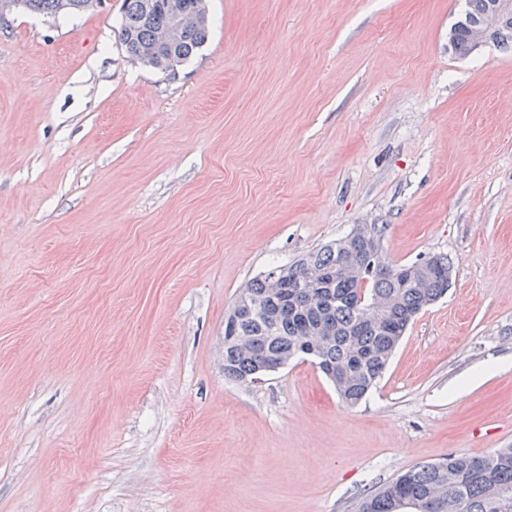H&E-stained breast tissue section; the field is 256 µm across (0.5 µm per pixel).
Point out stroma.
<instances>
[{
    "mask_svg": "<svg viewBox=\"0 0 512 512\" xmlns=\"http://www.w3.org/2000/svg\"><path fill=\"white\" fill-rule=\"evenodd\" d=\"M168 75L121 0L0 26V512H356L512 448V48L465 0H207ZM388 227L444 297L346 406L308 359L224 377L251 279ZM495 0H466V9L460 19L453 25L448 33V47L458 56H467L475 51L478 46L484 45L489 35L492 34L497 44L509 47L512 44V20H507L511 12V0L496 2L497 7L489 15L488 21L483 27L476 30L477 25L486 17L491 4ZM476 35L477 43L474 39ZM505 39V40H502Z\"/></svg>",
    "mask_w": 512,
    "mask_h": 512,
    "instance_id": "1",
    "label": "stroma"
}]
</instances>
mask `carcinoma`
I'll return each instance as SVG.
<instances>
[{"label": "carcinoma", "mask_w": 512, "mask_h": 512, "mask_svg": "<svg viewBox=\"0 0 512 512\" xmlns=\"http://www.w3.org/2000/svg\"><path fill=\"white\" fill-rule=\"evenodd\" d=\"M170 0H122L119 37L127 57L151 49L184 63L207 42L209 24L187 28L173 47L159 35L172 25ZM494 0H466L448 33L458 56L477 49L474 33ZM62 0H23L24 11L56 17ZM387 225L355 224L350 232L289 266H275L250 280L236 301L255 307L241 315L231 307L224 320V377L244 382L256 365L271 367L314 351L313 361L343 403L357 405L381 378L409 325L450 287L448 256L434 254L395 263L373 244ZM425 500V512H512V448L487 455H450L414 467L381 491L362 498L359 512H399L401 502Z\"/></svg>", "instance_id": "1"}]
</instances>
